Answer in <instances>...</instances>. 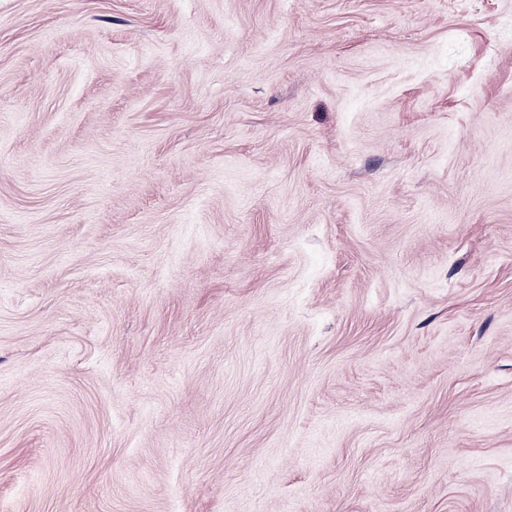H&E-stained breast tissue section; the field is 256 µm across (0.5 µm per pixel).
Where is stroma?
Segmentation results:
<instances>
[{
    "label": "stroma",
    "instance_id": "stroma-1",
    "mask_svg": "<svg viewBox=\"0 0 512 512\" xmlns=\"http://www.w3.org/2000/svg\"><path fill=\"white\" fill-rule=\"evenodd\" d=\"M0 512H512V0H0Z\"/></svg>",
    "mask_w": 512,
    "mask_h": 512
}]
</instances>
